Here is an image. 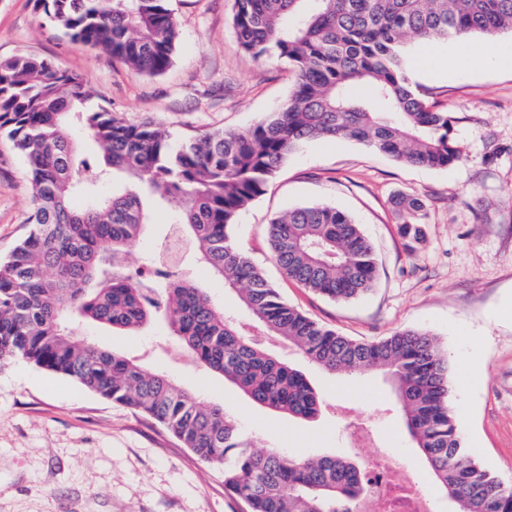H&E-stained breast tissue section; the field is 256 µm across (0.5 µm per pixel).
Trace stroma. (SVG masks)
I'll return each mask as SVG.
<instances>
[{
  "instance_id": "obj_1",
  "label": "stroma",
  "mask_w": 512,
  "mask_h": 512,
  "mask_svg": "<svg viewBox=\"0 0 512 512\" xmlns=\"http://www.w3.org/2000/svg\"><path fill=\"white\" fill-rule=\"evenodd\" d=\"M234 0H170L177 54L162 75L137 73L111 55L71 44L39 0H0V58L30 53L80 75L89 107L104 106L133 123L152 122L172 146L215 130L243 132L290 93L286 63L254 60L232 24ZM495 41L509 60H481L484 38L435 42L414 87L448 113L463 160L445 169L408 166L347 140H315L292 153L266 193L237 218V245L290 305L337 333L377 341L404 329L435 335L448 354L450 401L474 458L512 484V34ZM23 158L0 141V260L31 226V189ZM405 193L427 203L425 240L408 250L390 199ZM336 206L360 224L378 255L376 287L338 302L286 278L265 228L290 208ZM181 208L157 210L125 267L148 280L154 251ZM214 303L240 326L251 318L220 279L187 261ZM82 332L145 368L188 385L202 402L231 410L256 448L305 456L345 453L334 413L345 407L370 419L412 474L430 472L402 426L399 403L379 374L330 375L288 343L268 349L303 370L323 400L312 421L273 414L245 401L223 378L191 363L164 324L141 332L84 323ZM0 512H246L224 487V470L200 460L150 417L108 401L72 380L18 359L0 368Z\"/></svg>"
}]
</instances>
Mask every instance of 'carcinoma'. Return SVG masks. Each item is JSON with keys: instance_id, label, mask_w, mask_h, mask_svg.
Segmentation results:
<instances>
[{"instance_id": "cac0c4a2", "label": "carcinoma", "mask_w": 512, "mask_h": 512, "mask_svg": "<svg viewBox=\"0 0 512 512\" xmlns=\"http://www.w3.org/2000/svg\"><path fill=\"white\" fill-rule=\"evenodd\" d=\"M40 2L75 45L149 76L173 62L179 33L170 0ZM233 26L245 53L288 65L292 91L247 131L218 130L175 151L159 125L88 109L83 79L58 64L32 54L0 60V132L26 161L33 224L0 261V365L24 359L151 417L201 460L224 467L225 489L247 512H335L336 501L359 495L361 471L347 456L256 450L223 406L70 327L82 320L138 331L161 318L193 362L254 403L296 419L318 416L322 400L306 376L250 341L198 282L167 278L157 287L126 272L124 255L153 210L179 198L173 223L198 264L239 292L255 329L334 374L385 372L413 447L457 497L456 512H512V488L463 446L448 356L433 335H338L288 304L234 241L238 213L309 140L348 139L411 166L460 162L451 119L414 89L404 45L512 33V0H235ZM358 84L366 96L352 94ZM75 130L89 135L101 162L78 150ZM391 207L400 236L421 242L426 202L398 194ZM267 236L283 273L311 292L346 301L376 284L371 243L334 206L276 215Z\"/></svg>"}]
</instances>
